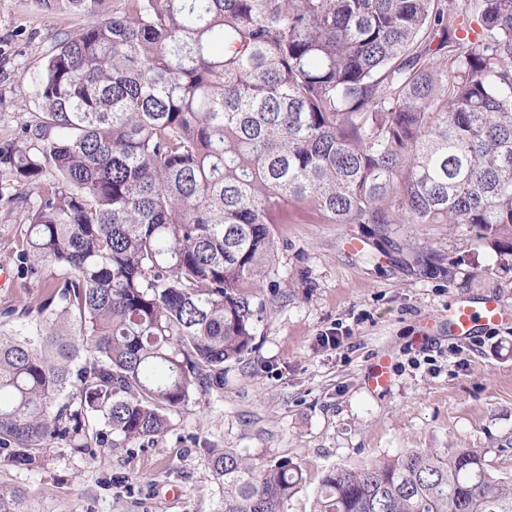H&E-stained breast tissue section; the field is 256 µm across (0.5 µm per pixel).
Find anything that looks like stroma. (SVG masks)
I'll list each match as a JSON object with an SVG mask.
<instances>
[{"label":"stroma","mask_w":512,"mask_h":512,"mask_svg":"<svg viewBox=\"0 0 512 512\" xmlns=\"http://www.w3.org/2000/svg\"><path fill=\"white\" fill-rule=\"evenodd\" d=\"M92 16L45 13L31 0H0V158L26 146L40 108L32 85L56 44L95 24ZM0 161V311L42 295L21 277L14 244L35 199ZM277 260L252 293L253 349L224 366V386L170 415L149 446H64L31 469L0 462V483L26 489L33 512H222L224 490L210 454L234 448L254 462L284 458L303 474L283 512H312L324 473L407 448H484L491 470L512 474V271L467 278L492 253L443 224H334L294 202L274 227ZM360 242L349 249V240ZM463 258L448 278L411 262L416 250ZM497 296L507 322L466 340L448 335L457 299ZM335 344H326V337ZM390 359L388 394L371 393L368 367Z\"/></svg>","instance_id":"stroma-1"}]
</instances>
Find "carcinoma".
Instances as JSON below:
<instances>
[{"label": "carcinoma", "instance_id": "carcinoma-1", "mask_svg": "<svg viewBox=\"0 0 512 512\" xmlns=\"http://www.w3.org/2000/svg\"><path fill=\"white\" fill-rule=\"evenodd\" d=\"M101 20L35 80L36 192L16 260L42 275L0 330V454L143 447L252 350L247 288L273 225L447 224L512 271V0H35ZM49 170L57 179H45ZM484 448H410L325 472L313 512H512ZM223 512H283L286 460L211 456ZM0 512H31L0 484Z\"/></svg>", "mask_w": 512, "mask_h": 512}]
</instances>
